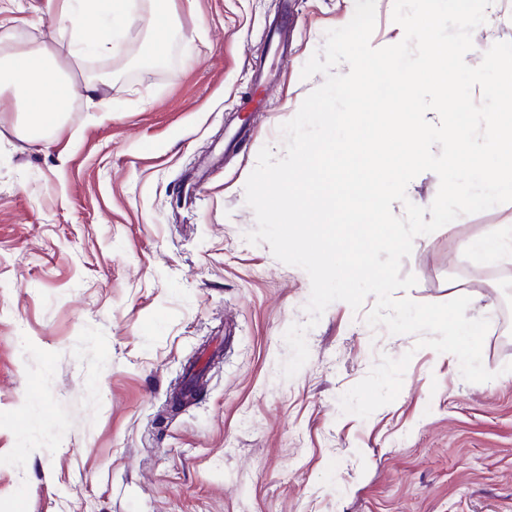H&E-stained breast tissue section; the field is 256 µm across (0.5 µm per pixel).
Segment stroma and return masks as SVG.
<instances>
[{
    "instance_id": "stroma-1",
    "label": "stroma",
    "mask_w": 512,
    "mask_h": 512,
    "mask_svg": "<svg viewBox=\"0 0 512 512\" xmlns=\"http://www.w3.org/2000/svg\"><path fill=\"white\" fill-rule=\"evenodd\" d=\"M43 0H0L15 37L57 24ZM350 0H176L157 64L142 50L157 0L109 55L76 68L74 110L52 137L15 131L0 96V512H512V262L461 243L512 225V202L440 228L402 274L419 303L471 299L490 322L466 382L457 358L330 304L290 379L284 333L311 282L277 260L245 183L321 74L302 78ZM465 60L512 41L494 0ZM112 104H89L88 82ZM207 177L184 192L200 162ZM411 354L396 400L368 418L340 398L381 356Z\"/></svg>"
}]
</instances>
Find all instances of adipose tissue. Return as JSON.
<instances>
[{"mask_svg": "<svg viewBox=\"0 0 512 512\" xmlns=\"http://www.w3.org/2000/svg\"><path fill=\"white\" fill-rule=\"evenodd\" d=\"M47 13L71 29L67 59L47 43L0 42V91L13 93L24 114L26 140L54 133L62 125L73 97L68 60L88 52L107 54L122 29L134 19L133 0H45ZM463 250L483 258L512 259V226L501 224L469 238Z\"/></svg>", "mask_w": 512, "mask_h": 512, "instance_id": "adipose-tissue-1", "label": "adipose tissue"}]
</instances>
